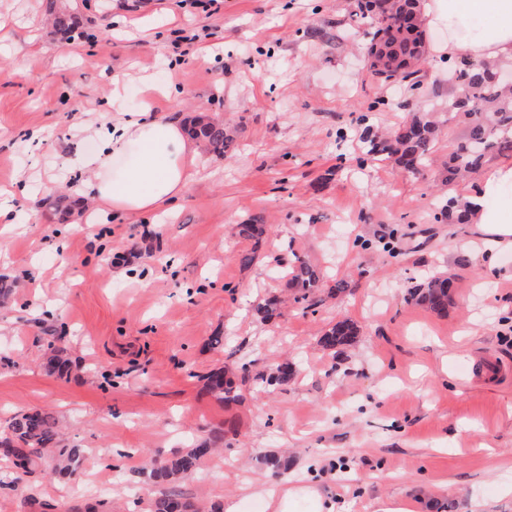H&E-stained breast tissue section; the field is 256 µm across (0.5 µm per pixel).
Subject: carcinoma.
<instances>
[{"label":"carcinoma","mask_w":512,"mask_h":512,"mask_svg":"<svg viewBox=\"0 0 512 512\" xmlns=\"http://www.w3.org/2000/svg\"><path fill=\"white\" fill-rule=\"evenodd\" d=\"M422 12L421 0H393L389 15L376 21L367 13L363 0H356L355 16L367 22L371 35L368 73L382 82L397 83L417 90L420 86V67L427 56L426 27L410 28L406 25L410 13ZM57 30L68 33L75 25L74 16L49 8ZM458 79L467 88V99L458 94L448 95V113L462 120L466 131L448 156V166L441 182L451 185L466 173L478 169L489 155L512 154V86L493 82L478 68L458 70ZM367 116L358 117L364 125L366 155L389 161L407 173H417L428 162L439 132V125L428 112H417L397 131L387 137L374 133L366 124ZM191 134L202 141L207 150L217 156L230 155L235 150V139L229 128L222 123L200 119L192 127ZM468 204L453 197L442 214L448 220L464 224L468 219ZM241 234L260 242L268 231V225L256 221L240 225ZM289 282L300 292L296 301L312 302L315 294L324 286L319 271L297 259L288 269ZM450 277L431 275L415 288L410 296L416 303L436 313L448 309ZM359 334L358 326L351 320L339 319L320 338L321 346L334 350L352 344ZM64 336H54L48 342L51 352L49 367L61 375L70 373L72 364L61 347L55 342ZM292 375L288 365H280L262 382L268 386L282 385ZM208 390L221 402L232 404L240 394L232 383L224 381V371L216 370L207 377ZM61 439L56 417L45 410L32 409L12 417L5 427H0V457L13 464L23 465L29 471L33 459H40L54 448H59ZM217 441L208 437L195 441L187 450L151 468L131 471L130 476L148 478L153 481L174 482L191 476L200 460L211 454ZM84 459L81 448H60L52 473L63 476L76 475ZM170 502L183 504L186 512H197L187 495L177 487L169 488L154 500L150 512H166Z\"/></svg>","instance_id":"1"}]
</instances>
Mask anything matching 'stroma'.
Listing matches in <instances>:
<instances>
[{
    "label": "stroma",
    "instance_id": "35a3bbf8",
    "mask_svg": "<svg viewBox=\"0 0 512 512\" xmlns=\"http://www.w3.org/2000/svg\"><path fill=\"white\" fill-rule=\"evenodd\" d=\"M74 36L56 31L47 0H0V188H14L16 222L0 232V426L18 412H52L64 446L83 448L75 480L36 460L0 512H129L162 483L111 481L219 435V452L180 482L202 512H270L244 486L296 479L286 512H376L408 500L414 512H512V279L487 271L473 224L435 223L447 197L469 199L474 173L445 186L440 172L464 125L446 112L457 60L442 22L429 26L420 90L372 79L367 26L356 0H62ZM127 75L122 109L151 105L235 131L224 158L200 153L198 176L166 214L96 211L66 168L85 128ZM435 110L440 131L418 174L364 157L360 115L396 131L410 112ZM270 227L261 242L240 223ZM398 229L395 252L386 242ZM142 258L121 261L130 243ZM254 260L242 266L239 256ZM327 285L315 310L287 285L294 258ZM454 276L448 310L409 298L429 273ZM275 295L279 309L255 311ZM359 328L333 351L319 340L336 320ZM64 334L74 367L47 366L46 326ZM222 335L223 347L211 343ZM291 364L288 384L261 378ZM243 378V399L212 396L204 377ZM276 453L288 469L258 458Z\"/></svg>",
    "mask_w": 512,
    "mask_h": 512
}]
</instances>
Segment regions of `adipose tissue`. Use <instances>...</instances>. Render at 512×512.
Segmentation results:
<instances>
[{
    "label": "adipose tissue",
    "instance_id": "ef3b65f1",
    "mask_svg": "<svg viewBox=\"0 0 512 512\" xmlns=\"http://www.w3.org/2000/svg\"><path fill=\"white\" fill-rule=\"evenodd\" d=\"M448 56L490 63L512 62V0H448ZM198 146L178 121L140 112L111 125L93 150L84 152L78 192L96 206L128 216L173 207L196 177ZM512 166L492 168L471 196V221L488 257L512 252Z\"/></svg>",
    "mask_w": 512,
    "mask_h": 512
}]
</instances>
